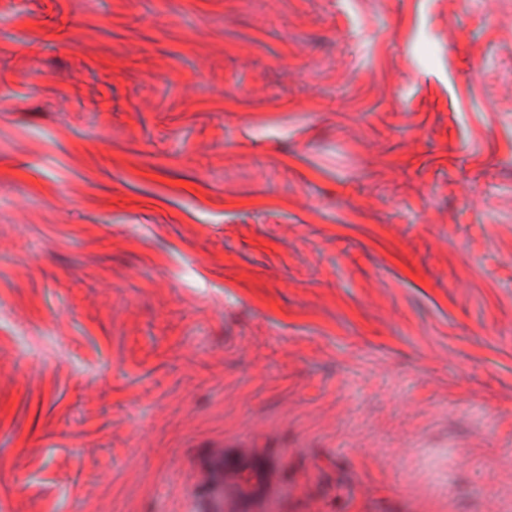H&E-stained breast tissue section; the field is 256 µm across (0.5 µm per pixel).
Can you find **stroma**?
Wrapping results in <instances>:
<instances>
[{
  "label": "stroma",
  "mask_w": 512,
  "mask_h": 512,
  "mask_svg": "<svg viewBox=\"0 0 512 512\" xmlns=\"http://www.w3.org/2000/svg\"><path fill=\"white\" fill-rule=\"evenodd\" d=\"M512 512V0H0V512ZM199 484L207 490V497L200 500L195 493H189L185 500L184 512L205 511L222 512L224 510V453L218 449L211 453L200 465Z\"/></svg>",
  "instance_id": "35a3bbf8"
}]
</instances>
